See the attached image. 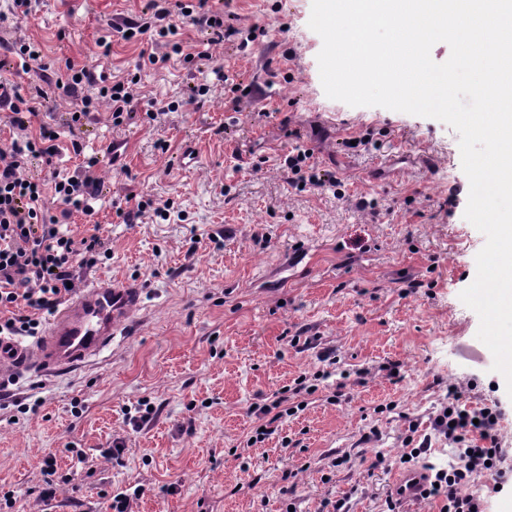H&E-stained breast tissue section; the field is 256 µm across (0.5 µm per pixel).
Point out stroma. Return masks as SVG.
I'll return each mask as SVG.
<instances>
[{
	"label": "stroma",
	"instance_id": "35a3bbf8",
	"mask_svg": "<svg viewBox=\"0 0 512 512\" xmlns=\"http://www.w3.org/2000/svg\"><path fill=\"white\" fill-rule=\"evenodd\" d=\"M145 4L34 0L17 17L11 0H0V43L44 48L28 72L0 70L22 97L44 65L140 73L133 124L112 126L104 108L91 113L82 155L66 126L69 99L48 100L38 119L60 135L64 173L110 142L124 144L121 168L101 173L94 217H75L70 230L81 237L98 223L112 240L111 260L80 279L146 290L143 310L97 365L49 384L25 373L0 393V495L12 496L0 512H105L137 486L132 512H322L324 498L343 496L350 512H386L394 474L373 469L376 453L399 458L410 435L429 442L436 467L454 461L433 430L452 384L466 388L468 407L502 413L506 481L497 491L485 474L471 491L489 512H512V398L477 338L478 315L460 299L486 238L464 217L469 181L457 132L328 98L322 39L308 26L312 0H234L235 35L207 47L200 30L184 26L185 57L153 67L140 52L165 53L154 33L139 44L119 33ZM103 37L112 42L105 60ZM202 50L211 59L200 67L189 57ZM230 81L242 89L235 112L224 109ZM194 86L206 88L204 104L189 102ZM360 136L368 147L347 146ZM299 140L319 169L335 172L343 198L289 184L279 160ZM162 141L168 152L158 150ZM188 152L202 167L183 164ZM147 194L173 199L175 215L123 223L112 200ZM360 197L373 208H356ZM329 349L335 374L269 439L247 446L251 407L322 369L318 356ZM391 362L402 365L400 381L383 372ZM363 368V384L346 381ZM141 399L153 413L136 429L123 411ZM373 428L378 437L362 442ZM119 438L125 450L115 461L107 451ZM50 458L56 495L46 502Z\"/></svg>",
	"mask_w": 512,
	"mask_h": 512
}]
</instances>
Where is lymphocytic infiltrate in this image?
<instances>
[{
    "instance_id": "obj_1",
    "label": "lymphocytic infiltrate",
    "mask_w": 512,
    "mask_h": 512,
    "mask_svg": "<svg viewBox=\"0 0 512 512\" xmlns=\"http://www.w3.org/2000/svg\"><path fill=\"white\" fill-rule=\"evenodd\" d=\"M145 9L146 18L125 24V31L135 36L145 34L151 19L157 18L164 22L159 37L168 38L188 23L204 32L210 45L223 43L224 22L236 17L232 11H215L210 0H194L190 5L182 0H147ZM43 81V86L27 98L21 97L15 85L0 81V109H7V124L17 133L8 154L0 156L1 337L38 335L42 315L53 312L69 295L68 285L75 282L77 267H95L112 253L110 239L100 225H93L90 233L79 238L64 227L74 214L93 215V202L104 188L98 174L99 157H87L80 175H62L54 165L58 132L45 124L32 127V118L52 93L81 102V109L70 116L75 126L82 125L103 102L110 108L113 126L129 124L135 117L133 76L98 78L90 67L70 61L64 68L45 74ZM35 160L42 162L46 177L30 175L29 166ZM282 166L295 185H340L335 174L317 168L306 149L294 148ZM50 200L57 204L58 214H50L46 206ZM316 390V385L301 375L295 378L289 394L254 407L259 421L255 442H264L273 434L272 418L295 414L289 398ZM462 396L461 387L449 386L448 405L434 417L435 430L455 448L457 462L430 477L424 497L436 502L439 512H486L483 499L468 493L467 487L502 456L494 434L499 414L489 407L463 408Z\"/></svg>"
}]
</instances>
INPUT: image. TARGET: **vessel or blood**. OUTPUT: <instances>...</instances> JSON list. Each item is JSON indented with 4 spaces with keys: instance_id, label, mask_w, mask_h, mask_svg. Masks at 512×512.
Here are the masks:
<instances>
[{
    "instance_id": "b4317fda",
    "label": "vessel or blood",
    "mask_w": 512,
    "mask_h": 512,
    "mask_svg": "<svg viewBox=\"0 0 512 512\" xmlns=\"http://www.w3.org/2000/svg\"><path fill=\"white\" fill-rule=\"evenodd\" d=\"M139 284L101 277L81 286L52 316L46 332L25 344L0 337V381L31 373L50 381L96 361L141 308ZM422 469L399 473L391 491L404 512H418Z\"/></svg>"
}]
</instances>
